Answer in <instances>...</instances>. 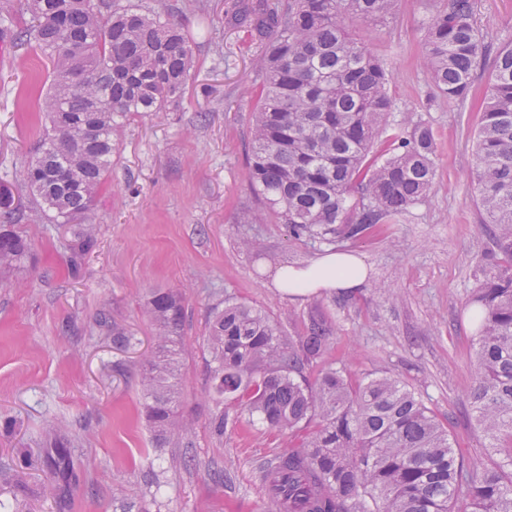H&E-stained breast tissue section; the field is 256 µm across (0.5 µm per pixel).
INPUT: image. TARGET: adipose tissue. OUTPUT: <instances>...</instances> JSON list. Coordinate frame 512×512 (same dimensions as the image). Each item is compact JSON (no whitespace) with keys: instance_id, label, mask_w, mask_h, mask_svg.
Wrapping results in <instances>:
<instances>
[{"instance_id":"adipose-tissue-1","label":"adipose tissue","mask_w":512,"mask_h":512,"mask_svg":"<svg viewBox=\"0 0 512 512\" xmlns=\"http://www.w3.org/2000/svg\"><path fill=\"white\" fill-rule=\"evenodd\" d=\"M368 279L369 268L358 254L339 251L317 256L301 266L279 268L272 284L296 300L322 290L352 291Z\"/></svg>"}]
</instances>
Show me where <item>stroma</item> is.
<instances>
[{
	"instance_id": "stroma-1",
	"label": "stroma",
	"mask_w": 512,
	"mask_h": 512,
	"mask_svg": "<svg viewBox=\"0 0 512 512\" xmlns=\"http://www.w3.org/2000/svg\"><path fill=\"white\" fill-rule=\"evenodd\" d=\"M190 36L194 66L182 103L127 122L112 174L85 215L98 244L79 274L26 187L12 185L16 228L42 230L23 268L0 274V512H266L260 465L284 453L280 436L220 408L203 338L215 309L243 301L289 336L310 317L331 336L324 361L352 380L388 372L409 385L448 426L467 461L486 462L470 418L475 359L474 292L491 261L478 203L474 134L480 101L442 104L421 63V28L432 0H400L383 26L354 23L358 39L391 71L392 117L428 125L436 178L400 223L358 239L294 238L247 181L258 36L231 17L233 0H155ZM477 23L494 45L512 42V0H476ZM0 56V174L23 167L46 123L44 60L5 29ZM357 251L372 269L355 292L291 300L271 285L283 265L326 251ZM185 298L180 410L195 421L188 448L156 447L142 412L140 370L156 346L142 314L150 293ZM108 319L134 338L113 345ZM36 460L21 467L20 453Z\"/></svg>"
}]
</instances>
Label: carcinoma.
<instances>
[{
	"mask_svg": "<svg viewBox=\"0 0 512 512\" xmlns=\"http://www.w3.org/2000/svg\"><path fill=\"white\" fill-rule=\"evenodd\" d=\"M398 0H243L235 17L264 40L247 177L265 208L297 238L325 243L397 224L435 178L430 128H392L387 63L349 30L382 23ZM30 17L0 5L15 39L50 65L43 99L49 127L22 183L68 226L63 246L79 270L97 227L79 223L112 173L123 123L175 110L193 66L189 39L147 0H28ZM490 46L475 0H437L423 27L422 59L436 97L463 102ZM93 121L79 146L77 131ZM385 159L366 165L374 150ZM478 201L497 260L474 295L481 307L470 392L490 460L469 463L448 429L404 382L373 372L351 380L324 367L329 329L311 320L295 339L261 310L224 302L204 344L214 393L248 420L288 438L264 466L267 512H512V43L496 54L476 132ZM14 196L0 191V271L23 265L31 237L15 230ZM144 315L156 351L141 387L156 445L189 447L179 413L183 295L157 290Z\"/></svg>",
	"mask_w": 512,
	"mask_h": 512,
	"instance_id": "cac0c4a2",
	"label": "carcinoma"
}]
</instances>
